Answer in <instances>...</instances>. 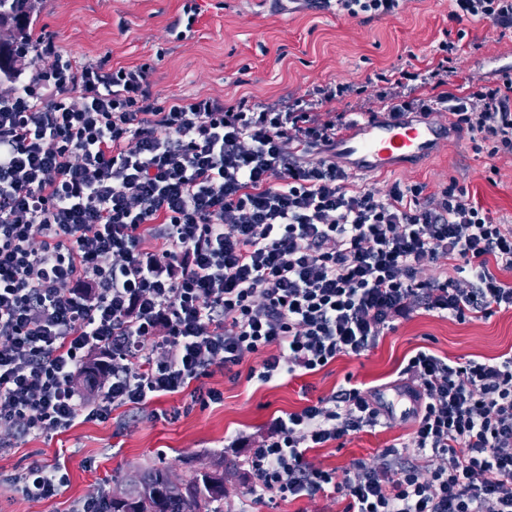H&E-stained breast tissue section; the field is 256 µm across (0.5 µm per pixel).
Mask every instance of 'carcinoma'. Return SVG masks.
<instances>
[{
  "instance_id": "cac0c4a2",
  "label": "carcinoma",
  "mask_w": 512,
  "mask_h": 512,
  "mask_svg": "<svg viewBox=\"0 0 512 512\" xmlns=\"http://www.w3.org/2000/svg\"><path fill=\"white\" fill-rule=\"evenodd\" d=\"M38 0H0V72L6 73L12 59L4 55L8 45L35 44ZM104 512H224V473L196 472L179 485L168 482V471L152 467L129 488L123 502L107 501Z\"/></svg>"
}]
</instances>
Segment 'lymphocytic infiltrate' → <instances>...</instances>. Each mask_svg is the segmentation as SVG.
Listing matches in <instances>:
<instances>
[{"label": "lymphocytic infiltrate", "mask_w": 512, "mask_h": 512, "mask_svg": "<svg viewBox=\"0 0 512 512\" xmlns=\"http://www.w3.org/2000/svg\"><path fill=\"white\" fill-rule=\"evenodd\" d=\"M449 20L512 29V0H451ZM434 66L328 82L253 103L159 99L152 68L80 61L52 32L0 86V424L40 436L193 390L260 355L250 377L360 356L424 311L459 322L512 310V226L450 182L357 188L336 161L355 100L390 120L445 113L475 152L512 155V75L449 92L459 46ZM41 243H34V233ZM102 353L94 405L73 379ZM418 406L410 446L345 474L308 453L377 427L371 389L275 417L248 462L254 499L347 498L346 512H512V353L463 362L419 348L401 369ZM56 496L62 466L15 479Z\"/></svg>", "instance_id": "f902f5d3"}]
</instances>
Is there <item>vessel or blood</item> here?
<instances>
[{
	"label": "vessel or blood",
	"instance_id": "b4317fda",
	"mask_svg": "<svg viewBox=\"0 0 512 512\" xmlns=\"http://www.w3.org/2000/svg\"><path fill=\"white\" fill-rule=\"evenodd\" d=\"M447 139L446 126L430 120L365 118L337 138L336 159L355 175L384 173L431 156Z\"/></svg>",
	"mask_w": 512,
	"mask_h": 512
}]
</instances>
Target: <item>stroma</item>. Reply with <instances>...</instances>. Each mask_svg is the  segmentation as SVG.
I'll use <instances>...</instances> for the list:
<instances>
[{"instance_id":"1","label":"stroma","mask_w":512,"mask_h":512,"mask_svg":"<svg viewBox=\"0 0 512 512\" xmlns=\"http://www.w3.org/2000/svg\"><path fill=\"white\" fill-rule=\"evenodd\" d=\"M201 13L193 31L169 32L184 0H42L38 26L52 31L60 49L80 60L110 55L113 65L151 63L152 90L159 96L197 94L226 101H264L334 81L364 82L383 69L436 62L440 41L462 35L457 88L469 80H495L512 73V31L489 21L451 22L450 0H406L397 16L353 18L335 9L298 6L278 14L267 0H196ZM465 186L498 222L512 225V155L475 153L466 134L449 132L436 154L385 174L352 176L354 186L378 189L396 181L438 191L450 181ZM424 346L452 360H483L512 351V311L460 323L421 313L398 324L361 356H343L323 370L260 385L250 381L258 355L245 356L238 377L214 370L207 387L219 403L194 402L190 393L161 396L123 407L106 420L78 419L69 430L39 437L0 424V512H79L86 499L112 495L136 471L164 466L179 480L219 470L227 495L224 512H345V499L259 502L249 495L250 448L269 432L272 418L336 392L345 380L383 391L406 355ZM412 419L348 436L310 452L324 469L345 470L356 459L375 461L391 445L408 441ZM241 445H234V438ZM64 464L69 482L56 497L31 500L14 479L33 463Z\"/></svg>"}]
</instances>
